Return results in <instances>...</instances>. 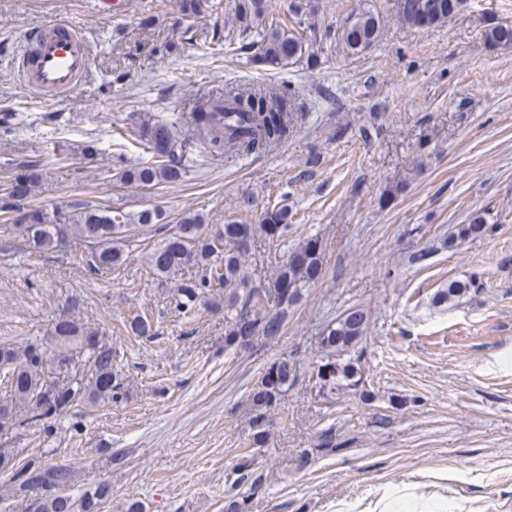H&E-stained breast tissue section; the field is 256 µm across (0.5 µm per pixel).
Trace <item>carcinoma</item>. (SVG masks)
Instances as JSON below:
<instances>
[{
	"mask_svg": "<svg viewBox=\"0 0 512 512\" xmlns=\"http://www.w3.org/2000/svg\"><path fill=\"white\" fill-rule=\"evenodd\" d=\"M462 0H398V14L410 29L448 22L458 14ZM223 0H179V10L188 21L222 14ZM268 0H234L232 30H213V41L238 44L236 51L249 54V61L273 68L304 63L315 67L327 42H335L344 55L357 56L381 35L379 16L369 10L353 15L340 29L312 37L299 31L309 13V0H291L282 17L265 23ZM493 46L512 44V23H493L485 32ZM290 86L279 90L242 88L226 84L221 91L198 99L194 111L173 120L147 114L133 128L118 130V139H134L146 159L120 169V183L134 187L175 184L186 177L197 157L213 158L261 155L287 142L298 125L299 115L290 105ZM44 166H22L7 181L0 197V220L30 248L55 251L74 242L82 246L73 261L95 274L122 266L129 253L139 249L138 230L160 234V241L147 253L150 270L162 282L180 280L169 305L194 321L213 306L224 305V351H242L252 346L255 355L263 344L283 336L290 309L305 291L320 279L325 266V248L311 237L289 251L282 264L259 276L253 284L246 262L258 242H273L271 225H280L279 236L288 231V206L266 209L258 223L230 221L211 233H203L204 218L184 214L171 228L163 223L158 207L127 211L121 206L74 203L66 209L32 205ZM492 232V225L477 213L470 223L458 224L442 246L448 249ZM191 278L181 277L183 270ZM469 281L450 280L439 289L432 303L439 307L471 291ZM370 326L368 311L351 305L324 325L319 336L322 359L317 369L329 375L315 383L318 394L351 391L368 404L374 392L366 378L363 342ZM132 335L151 339L152 321L136 315L127 323ZM53 352L32 342L22 348L0 342V438H15L34 428L52 436L56 421L79 405L98 407L124 397V377L118 369L112 342L98 330L83 326L73 315H63L51 327ZM297 362L288 356L267 364L261 381L249 391L252 442L266 443L268 414L284 400L298 380ZM0 470L10 473L13 496L31 499L33 512H100L109 487L99 484L75 496L70 493L71 467L55 463L49 453L16 460L15 449L0 447ZM235 481L224 495V512H247L249 500L265 485L264 474L254 456L246 453L235 465ZM248 487V492L241 487Z\"/></svg>",
	"mask_w": 512,
	"mask_h": 512,
	"instance_id": "obj_1",
	"label": "carcinoma"
}]
</instances>
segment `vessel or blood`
I'll list each match as a JSON object with an SVG mask.
<instances>
[{
  "label": "vessel or blood",
  "mask_w": 512,
  "mask_h": 512,
  "mask_svg": "<svg viewBox=\"0 0 512 512\" xmlns=\"http://www.w3.org/2000/svg\"><path fill=\"white\" fill-rule=\"evenodd\" d=\"M90 68L89 40L80 27L60 21L27 33L19 69L28 97L63 98L83 82Z\"/></svg>",
  "instance_id": "b4317fda"
}]
</instances>
